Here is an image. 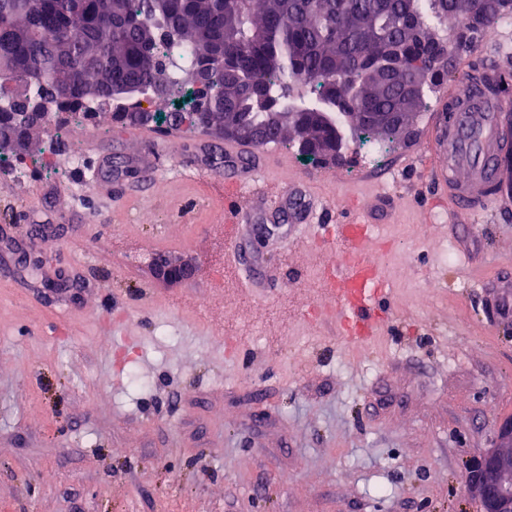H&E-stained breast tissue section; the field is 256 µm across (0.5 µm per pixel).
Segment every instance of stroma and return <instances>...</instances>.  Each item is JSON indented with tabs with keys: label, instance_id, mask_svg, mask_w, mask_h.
I'll use <instances>...</instances> for the list:
<instances>
[{
	"label": "stroma",
	"instance_id": "35a3bbf8",
	"mask_svg": "<svg viewBox=\"0 0 512 512\" xmlns=\"http://www.w3.org/2000/svg\"><path fill=\"white\" fill-rule=\"evenodd\" d=\"M508 56L512 27L441 60L442 84ZM429 118L269 176L316 184L326 223L366 222L391 293L364 339L326 305L348 244L319 229L257 245L278 277L240 287L223 141L68 114L36 133L0 173V512H479L464 477L512 416V209L434 206ZM162 255L189 275L157 278Z\"/></svg>",
	"mask_w": 512,
	"mask_h": 512
}]
</instances>
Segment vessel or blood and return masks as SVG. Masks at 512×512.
Instances as JSON below:
<instances>
[{
  "label": "vessel or blood",
  "mask_w": 512,
  "mask_h": 512,
  "mask_svg": "<svg viewBox=\"0 0 512 512\" xmlns=\"http://www.w3.org/2000/svg\"><path fill=\"white\" fill-rule=\"evenodd\" d=\"M501 77L499 70L489 67L471 71L463 89L442 93L426 129L430 147L439 157L430 169V181L436 197L447 203L448 214L456 221L488 213L512 200V193L499 184L495 173L497 161L512 152V134L504 118L506 101L497 91ZM224 155L227 179L236 184L247 182L267 165L265 156L247 144L226 143ZM255 199V206L244 209L234 198H226L225 213L235 230L232 261L245 271L247 283L261 288L272 281L274 273L257 265L243 247L258 224L259 208L295 214L300 204H313L315 197L309 186L290 184L276 191L261 188ZM339 235L350 245L332 274L340 319L369 334L378 325L375 301L387 295V283L366 258V236L361 227L340 225Z\"/></svg>",
  "instance_id": "obj_1"
}]
</instances>
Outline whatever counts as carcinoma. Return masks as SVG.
I'll return each mask as SVG.
<instances>
[{
  "label": "carcinoma",
  "mask_w": 512,
  "mask_h": 512,
  "mask_svg": "<svg viewBox=\"0 0 512 512\" xmlns=\"http://www.w3.org/2000/svg\"><path fill=\"white\" fill-rule=\"evenodd\" d=\"M511 14L497 0H0V79L26 83L0 96V143L44 127L22 121L30 101L87 115L127 88L134 98L112 110L124 125L139 97L171 104L205 69L190 106L152 123L178 127L201 112L205 134L295 147L311 162L336 128L382 150L414 123L448 31L462 38L473 16L484 29ZM396 52L407 69L386 85L381 65ZM362 112H400L402 123L378 134Z\"/></svg>",
  "instance_id": "obj_1"
}]
</instances>
